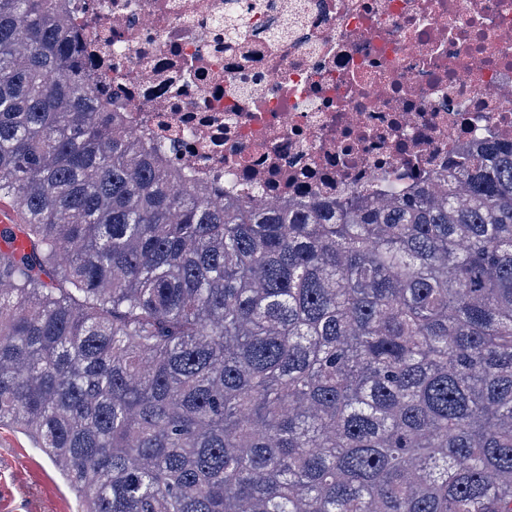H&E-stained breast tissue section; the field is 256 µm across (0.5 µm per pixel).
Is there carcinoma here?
I'll use <instances>...</instances> for the list:
<instances>
[{
	"mask_svg": "<svg viewBox=\"0 0 512 512\" xmlns=\"http://www.w3.org/2000/svg\"><path fill=\"white\" fill-rule=\"evenodd\" d=\"M0 0V423L81 512H512V143L413 189L234 200Z\"/></svg>",
	"mask_w": 512,
	"mask_h": 512,
	"instance_id": "cac0c4a2",
	"label": "carcinoma"
}]
</instances>
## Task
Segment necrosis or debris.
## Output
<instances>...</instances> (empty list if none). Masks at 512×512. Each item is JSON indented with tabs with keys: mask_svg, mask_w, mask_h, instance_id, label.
<instances>
[{
	"mask_svg": "<svg viewBox=\"0 0 512 512\" xmlns=\"http://www.w3.org/2000/svg\"><path fill=\"white\" fill-rule=\"evenodd\" d=\"M89 82L199 182L288 204L376 197L512 142V0H89Z\"/></svg>",
	"mask_w": 512,
	"mask_h": 512,
	"instance_id": "4bbe7bcc",
	"label": "necrosis or debris"
}]
</instances>
